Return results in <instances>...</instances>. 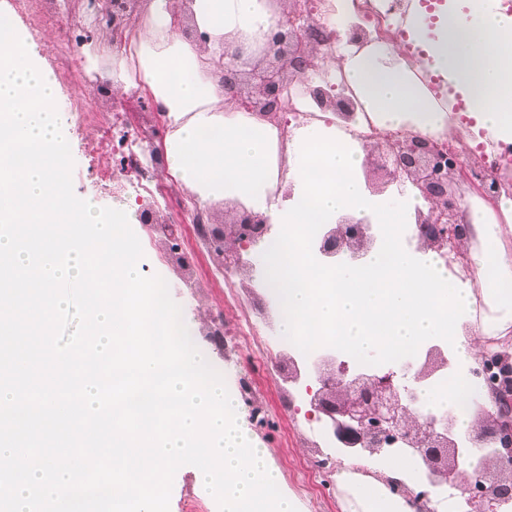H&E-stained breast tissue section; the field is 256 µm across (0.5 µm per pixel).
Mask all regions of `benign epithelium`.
Returning a JSON list of instances; mask_svg holds the SVG:
<instances>
[{"instance_id": "benign-epithelium-1", "label": "benign epithelium", "mask_w": 512, "mask_h": 512, "mask_svg": "<svg viewBox=\"0 0 512 512\" xmlns=\"http://www.w3.org/2000/svg\"><path fill=\"white\" fill-rule=\"evenodd\" d=\"M139 9L140 0L120 5L109 17L113 30L131 26ZM305 30L291 7L279 16L275 27L259 35H242L231 45L227 66L237 77V87L230 99L238 107L259 115L276 111L282 94L292 81L311 70L321 50L320 44L305 39ZM367 156L399 184V193L409 183L428 203L427 212H418L414 238L419 244L460 253L467 222L453 179L463 173L461 158L421 135H389L367 149ZM270 231L268 217L240 206L230 232L211 229L208 237L220 244L232 239L224 247V268L237 271L251 265L244 254ZM377 244L378 235L367 219L343 215L325 225L313 247L322 258L351 268L361 264ZM380 359L369 355L367 368L362 370L329 355L316 368L318 388H307L311 415L336 442V451L377 459L412 456L423 465L421 474L434 491L460 492L459 512H512L511 487L488 479L483 471L460 467L476 451L483 460L512 473V380L496 389V413L474 399L479 426L461 437L456 433L454 409L421 412L425 408L422 387L449 365L442 348L428 346L422 357L376 370Z\"/></svg>"}]
</instances>
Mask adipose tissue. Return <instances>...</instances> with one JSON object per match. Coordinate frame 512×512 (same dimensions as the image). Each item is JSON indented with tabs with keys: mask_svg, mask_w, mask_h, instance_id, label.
Masks as SVG:
<instances>
[{
	"mask_svg": "<svg viewBox=\"0 0 512 512\" xmlns=\"http://www.w3.org/2000/svg\"><path fill=\"white\" fill-rule=\"evenodd\" d=\"M141 24L128 52L104 44L86 53L89 69L106 70L114 91L147 93L163 113L168 134L165 164L200 208L231 201L288 227L287 242L271 241L260 255L267 291L279 312L282 335L311 345L328 339L358 356L406 352L443 338L458 369L448 386L425 389L430 407L455 406L458 428L476 426L470 403L473 368L490 356L512 357V250L504 243L512 222L489 224L468 214V262L473 279L452 272L438 252H413L390 240L353 269L324 275L308 254L307 229L337 216L370 217L375 223L415 226L427 203L410 194L370 195L361 178L365 148L338 138L336 124L316 121L287 145L295 190L270 204L279 176L277 131L259 115L228 103L224 49L240 34L265 30L278 18L269 0H144ZM190 23L193 37L181 32ZM410 36L424 44V66L452 80L475 110L473 131L512 144V16L493 11L489 0H469L467 10L445 7L436 27L424 13L409 16ZM349 87L376 116L378 132L401 125L428 133L443 127L444 113L416 78V68L396 51L369 47L344 54ZM328 177L312 179L309 163ZM382 476L355 472L336 460L342 512H423L420 473L407 456L384 460Z\"/></svg>",
	"mask_w": 512,
	"mask_h": 512,
	"instance_id": "ef3b65f1",
	"label": "adipose tissue"
}]
</instances>
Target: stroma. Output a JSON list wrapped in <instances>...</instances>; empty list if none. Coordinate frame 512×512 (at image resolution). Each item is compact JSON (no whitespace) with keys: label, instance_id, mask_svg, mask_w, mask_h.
I'll return each mask as SVG.
<instances>
[{"label":"stroma","instance_id":"35a3bbf8","mask_svg":"<svg viewBox=\"0 0 512 512\" xmlns=\"http://www.w3.org/2000/svg\"><path fill=\"white\" fill-rule=\"evenodd\" d=\"M26 3L0 0V9L14 12L57 80L59 118L74 161L75 195L98 207L125 204L136 213H149L150 222L133 227L144 252L142 269L166 281L193 343L242 404L253 438L280 474L281 491L295 495L301 512H339L331 470L311 469L315 461L335 457L336 451L318 435L307 398L287 381L293 367L288 348L266 350L269 337L279 335L280 328L261 276L225 271L221 257L194 234L189 219L196 203L162 173L164 162L157 153L167 127L152 100L115 93L108 80L85 70L84 49L111 41L110 22L103 15L89 16L84 0H47L40 13ZM61 45L67 46L66 54H58ZM85 108L96 112V123L76 121V112ZM90 144L95 147L91 153L86 150ZM132 151L139 156L135 168L127 165ZM114 173L128 183L127 194L109 193L105 178ZM145 175L153 178L156 194L137 190ZM191 502L202 512H219L215 498L199 489L194 466L184 465L174 475L169 512H186Z\"/></svg>","mask_w":512,"mask_h":512}]
</instances>
